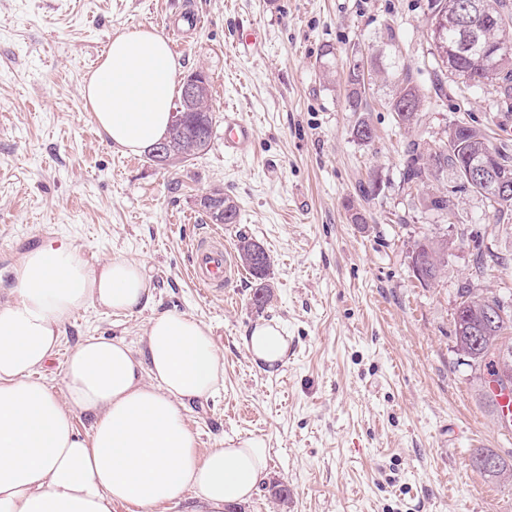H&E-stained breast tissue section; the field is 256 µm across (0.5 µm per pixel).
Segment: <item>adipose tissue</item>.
Masks as SVG:
<instances>
[{
  "mask_svg": "<svg viewBox=\"0 0 512 512\" xmlns=\"http://www.w3.org/2000/svg\"><path fill=\"white\" fill-rule=\"evenodd\" d=\"M180 69L167 40L152 29L113 36L83 86L98 133L126 155L164 137ZM151 288L141 264L117 256L92 268L65 238L33 247L14 270L0 303V512H139L192 498V512H228L249 500L269 450L259 439L228 440L199 453L184 410L224 385V364L210 328L166 311L149 319L140 348L88 337L63 369L65 398L40 376L77 311L128 315ZM252 362L275 371L288 338L275 323L243 337ZM91 420L80 436L76 416Z\"/></svg>",
  "mask_w": 512,
  "mask_h": 512,
  "instance_id": "1",
  "label": "adipose tissue"
}]
</instances>
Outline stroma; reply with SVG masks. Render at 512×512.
Returning a JSON list of instances; mask_svg holds the SVG:
<instances>
[{"mask_svg":"<svg viewBox=\"0 0 512 512\" xmlns=\"http://www.w3.org/2000/svg\"><path fill=\"white\" fill-rule=\"evenodd\" d=\"M192 12L204 19L196 30ZM428 14L429 0H0V300L24 254L47 239H71L92 267L116 255L140 263L149 302L127 316L76 313L40 375L62 398L63 362L84 339L139 347L164 311L208 325L224 386L186 405L198 448L259 438L269 450L265 478L235 512H512V487L470 465L478 448L512 460V430L454 336L462 289L512 295V219L494 221L469 190L452 194L450 222L420 206L401 179L411 134L397 128L383 79L411 73L430 95ZM140 26L173 29L182 74L211 81L215 136L181 167L115 152L82 97L113 35ZM248 32L258 40L246 49ZM359 57L372 73L370 146L354 139L348 104ZM445 90L443 105L425 103L423 131L439 138L463 120L512 148V114L492 87L452 77ZM228 107L257 130L245 152L224 151ZM371 174L382 190L367 199L359 184ZM215 189L235 200L237 223L215 227L201 210ZM355 210L366 223H352ZM217 228L228 249L246 235L270 255L264 307L246 269L220 295L190 281L192 242ZM443 232L448 264L421 284L414 244ZM260 321L288 336L272 373L243 344ZM275 484L288 485V504L272 498Z\"/></svg>","mask_w":512,"mask_h":512,"instance_id":"1","label":"stroma"}]
</instances>
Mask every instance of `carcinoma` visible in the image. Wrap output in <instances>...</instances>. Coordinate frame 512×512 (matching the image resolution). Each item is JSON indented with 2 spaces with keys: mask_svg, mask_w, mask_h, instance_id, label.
I'll use <instances>...</instances> for the list:
<instances>
[{
  "mask_svg": "<svg viewBox=\"0 0 512 512\" xmlns=\"http://www.w3.org/2000/svg\"><path fill=\"white\" fill-rule=\"evenodd\" d=\"M469 0H431L430 16L428 18L427 36L430 41L431 55L439 58L441 65L433 69L432 85L436 101L444 97V79L448 76V46L459 41L457 30L448 26V15L455 5L467 3ZM481 6V15L485 24V38L492 43L502 37L512 40V0H474ZM498 72L491 74L479 61L478 55L468 49L461 50L455 58L457 70L467 74L469 87L480 88L489 85L498 95L497 102L505 112H512V55L498 58ZM395 94L389 102L390 110L395 112L398 125L405 129L419 126L422 111V95L406 73L392 75ZM348 82L351 89L348 96L349 107L353 112H364L362 89L360 81L359 60L350 63ZM447 136L452 135L455 145H462L469 150L470 155L476 156L483 147L493 150L498 159L496 174L498 177L512 183V157L495 147L489 136L481 128L470 123L457 121L448 126ZM353 137L361 144L368 146L374 141V130L368 118L358 119L352 128ZM210 144L198 145L189 137H180L177 141V152L174 154L172 166L185 163L202 152L208 151ZM459 158L448 152V139L436 143L421 135L409 141L404 150L403 182L418 188H428L439 176L454 170ZM421 205L430 211L448 217L449 199L446 193H428L421 199ZM203 212L213 223L222 220L219 215L224 209L230 213L227 223L234 224L238 218V207L235 201L222 190L216 189L200 199ZM419 256H431L436 264L430 268L431 278L437 279L446 266L448 255V240L441 238H425L418 242ZM271 257L265 255L263 267L248 268L250 275L257 281L254 301L263 306L271 299V286L267 277L271 268ZM460 304L465 306V313L455 314L456 350L466 358L468 364L476 369L487 370L491 381L501 382V376L496 371L497 365L493 359V351L505 348L512 351V303L505 306L496 297H489L471 289L461 293ZM498 308L503 315L497 316L496 323L487 327L484 322V311ZM472 467L484 477L509 483L512 481V465L507 464L499 455L490 450H479L471 458Z\"/></svg>",
  "mask_w": 512,
  "mask_h": 512,
  "instance_id": "1",
  "label": "carcinoma"
}]
</instances>
